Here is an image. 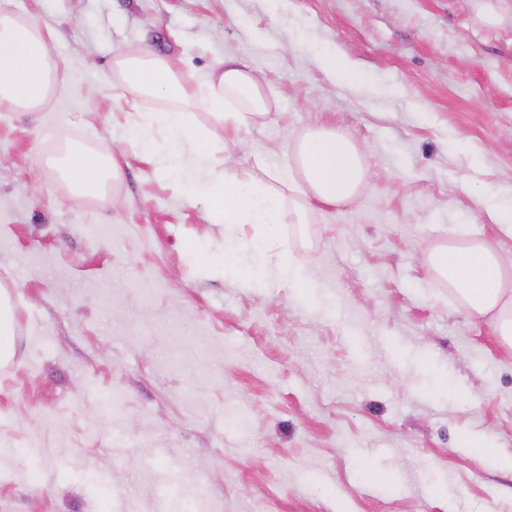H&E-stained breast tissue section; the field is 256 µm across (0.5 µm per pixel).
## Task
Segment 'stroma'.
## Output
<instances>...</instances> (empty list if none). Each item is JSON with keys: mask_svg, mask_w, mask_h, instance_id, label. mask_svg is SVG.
<instances>
[{"mask_svg": "<svg viewBox=\"0 0 512 512\" xmlns=\"http://www.w3.org/2000/svg\"><path fill=\"white\" fill-rule=\"evenodd\" d=\"M54 30L58 87L0 107V287L16 326L0 365V512H512V350L437 286L423 255L463 230L512 258L487 215L512 199V12L475 0H0ZM148 50L206 76L233 54L272 101L232 156L280 171L331 122L368 176L279 246L211 223L140 160L115 56ZM350 60L354 79L321 55ZM111 151L102 198L49 163ZM236 251L257 280L184 248ZM304 285L279 277V248ZM487 439L494 455L476 459ZM186 248L187 251L195 254L199 262L212 273L225 275L226 273H233L243 280H250L253 278V274L250 271L243 267H239L237 265V259L230 260V256L226 253L220 258L211 257L198 251L195 240L189 241Z\"/></svg>", "mask_w": 512, "mask_h": 512, "instance_id": "1", "label": "stroma"}]
</instances>
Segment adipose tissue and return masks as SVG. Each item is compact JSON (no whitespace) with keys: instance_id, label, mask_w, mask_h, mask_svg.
<instances>
[{"instance_id":"obj_1","label":"adipose tissue","mask_w":512,"mask_h":512,"mask_svg":"<svg viewBox=\"0 0 512 512\" xmlns=\"http://www.w3.org/2000/svg\"><path fill=\"white\" fill-rule=\"evenodd\" d=\"M50 28L0 9V107L39 111L58 78ZM113 82L136 97H158L165 107L139 115L136 133L157 174L176 179L184 196L203 201L214 223L228 227L262 226L255 242L263 250L286 222L305 224L314 203L335 206L355 199L367 179L356 140L331 124H318L290 146L288 174L263 166V175L244 180L231 170L197 178L192 169L206 139L191 112H208L224 131V144L269 113L270 103L254 67L228 57L218 70L198 81L163 56L144 51L112 61ZM59 176L73 197L100 196L115 178L113 154H90L82 146L67 149L57 161ZM433 278L454 294L472 317L488 319L499 340L512 347V261L486 238L460 233L424 256Z\"/></svg>"}]
</instances>
